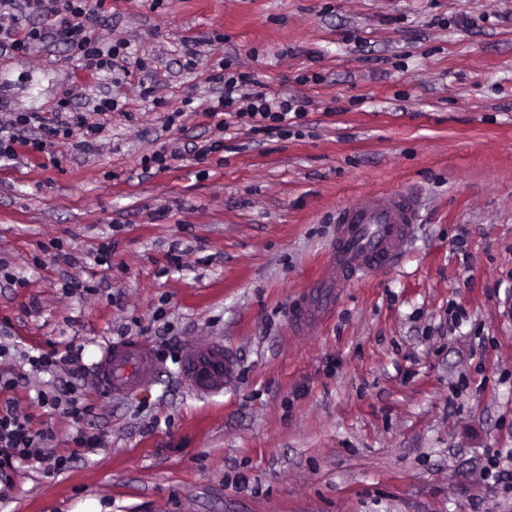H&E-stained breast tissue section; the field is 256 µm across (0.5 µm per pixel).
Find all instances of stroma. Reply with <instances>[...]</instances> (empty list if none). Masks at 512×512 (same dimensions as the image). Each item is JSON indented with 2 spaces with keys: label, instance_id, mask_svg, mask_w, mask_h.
Instances as JSON below:
<instances>
[{
  "label": "stroma",
  "instance_id": "stroma-1",
  "mask_svg": "<svg viewBox=\"0 0 512 512\" xmlns=\"http://www.w3.org/2000/svg\"><path fill=\"white\" fill-rule=\"evenodd\" d=\"M97 32L130 43L131 76L61 43L0 55V118L65 103L102 127L0 158V370L64 454L72 422L33 403L48 376L22 354L82 348L100 439L63 474L21 468L0 512H512V479L479 476L512 450V0H102ZM227 60L307 100L300 133L243 128L144 170L170 141L217 137L206 77ZM104 91L121 110L94 111ZM404 186L420 222L398 265L293 333L337 210ZM124 338L165 357L113 395L96 364ZM213 341L236 376L199 396L181 355Z\"/></svg>",
  "mask_w": 512,
  "mask_h": 512
}]
</instances>
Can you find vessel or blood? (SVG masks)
<instances>
[{"mask_svg": "<svg viewBox=\"0 0 512 512\" xmlns=\"http://www.w3.org/2000/svg\"><path fill=\"white\" fill-rule=\"evenodd\" d=\"M418 218L417 198L409 188L367 195L339 209L328 261L295 305L293 331H314L336 306L341 284L396 264L398 247ZM160 364L158 352L149 343L122 340L105 349L98 379L109 392L127 394L151 383ZM182 374L196 394H216L232 378L233 361L221 344H192L182 355Z\"/></svg>", "mask_w": 512, "mask_h": 512, "instance_id": "vessel-or-blood-1", "label": "vessel or blood"}]
</instances>
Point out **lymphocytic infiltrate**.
I'll use <instances>...</instances> for the list:
<instances>
[{"label":"lymphocytic infiltrate","mask_w":512,"mask_h":512,"mask_svg":"<svg viewBox=\"0 0 512 512\" xmlns=\"http://www.w3.org/2000/svg\"><path fill=\"white\" fill-rule=\"evenodd\" d=\"M23 13L51 18V30L20 27L19 16ZM96 18L91 0H0V53L28 55L43 48L47 37L53 36L65 43L70 59L81 68L94 72L122 68L130 57L127 43H103L93 26ZM209 81L224 87L206 109L209 116L218 117L221 132L246 127L257 134L285 138L307 114L304 100L254 89L246 73L227 70L210 75ZM26 360L41 372L66 371V379L54 389L37 392L36 403L71 419L74 447L65 455L48 452L46 444L52 440V433L33 430L30 416L21 413L8 397L0 405V486L6 488L11 487L12 475L21 467L36 464L47 474L59 475L69 469L75 457L93 452L98 443L81 427L88 411L75 383L85 369L81 350H43L27 355Z\"/></svg>","instance_id":"obj_1"}]
</instances>
